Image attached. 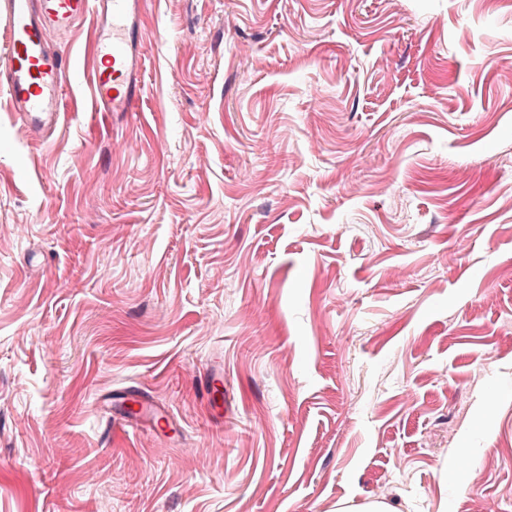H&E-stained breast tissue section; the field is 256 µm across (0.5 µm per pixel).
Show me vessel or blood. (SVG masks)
<instances>
[{"label": "vessel or blood", "instance_id": "vessel-or-blood-1", "mask_svg": "<svg viewBox=\"0 0 512 512\" xmlns=\"http://www.w3.org/2000/svg\"><path fill=\"white\" fill-rule=\"evenodd\" d=\"M144 0H0V92L24 129L40 132L62 118L63 88L76 65L55 48L77 22L94 18V53L83 75L105 112H135L144 96L141 13ZM133 409H113L110 426L121 433L147 423L171 425L167 407L133 394Z\"/></svg>", "mask_w": 512, "mask_h": 512}]
</instances>
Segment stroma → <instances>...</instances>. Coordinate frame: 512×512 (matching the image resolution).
<instances>
[{"label": "stroma", "instance_id": "stroma-1", "mask_svg": "<svg viewBox=\"0 0 512 512\" xmlns=\"http://www.w3.org/2000/svg\"><path fill=\"white\" fill-rule=\"evenodd\" d=\"M141 26L139 111L75 77L35 137L0 94V512H512V9ZM136 390L176 435L107 430Z\"/></svg>", "mask_w": 512, "mask_h": 512}]
</instances>
